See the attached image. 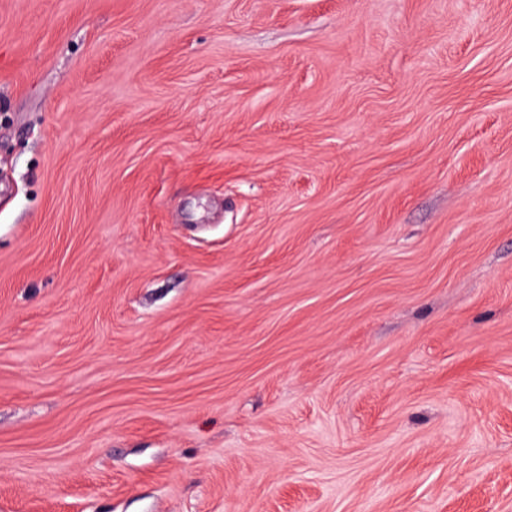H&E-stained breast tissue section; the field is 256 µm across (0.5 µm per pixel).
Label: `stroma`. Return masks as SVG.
<instances>
[{
    "mask_svg": "<svg viewBox=\"0 0 512 512\" xmlns=\"http://www.w3.org/2000/svg\"><path fill=\"white\" fill-rule=\"evenodd\" d=\"M0 512H512V0H0Z\"/></svg>",
    "mask_w": 512,
    "mask_h": 512,
    "instance_id": "stroma-1",
    "label": "stroma"
}]
</instances>
